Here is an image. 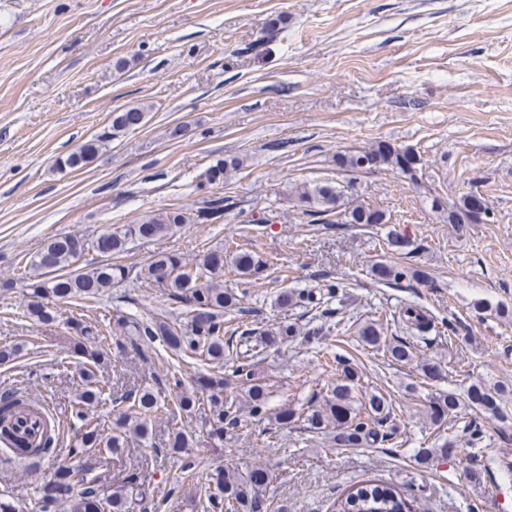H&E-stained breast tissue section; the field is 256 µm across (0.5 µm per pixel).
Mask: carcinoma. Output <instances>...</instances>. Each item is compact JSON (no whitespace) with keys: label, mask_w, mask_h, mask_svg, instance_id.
Returning <instances> with one entry per match:
<instances>
[{"label":"carcinoma","mask_w":512,"mask_h":512,"mask_svg":"<svg viewBox=\"0 0 512 512\" xmlns=\"http://www.w3.org/2000/svg\"><path fill=\"white\" fill-rule=\"evenodd\" d=\"M147 107L133 105L112 116L109 131L78 143L66 157L56 160L60 169L76 170L92 163L112 138L145 123ZM368 158L378 165H386L417 181V158L413 151L390 145H379L375 149L343 157L342 165L355 169L361 159ZM238 161L222 159L205 171L209 184L224 182L228 173L237 169ZM298 201L305 214L337 212L345 206L344 194L330 183L303 185L296 190ZM472 201L464 196L455 209L448 212V223L463 224L464 216L471 213ZM224 215V197L214 196L203 202L196 210L171 208L162 211H147L135 224L113 227L98 237L105 245L104 259L93 267H79L77 262L85 250L86 240L81 236L65 235L45 242L30 257L25 295L29 298L26 314L43 324L57 320L56 306L74 299L99 298L111 294L114 285L130 274L127 266L113 262L117 255L127 251L133 240H150L164 236L183 224H205ZM348 224H386L389 221L384 211L369 206H356L344 211ZM236 276L248 293V287L256 283L259 271L265 266L250 252H237L231 260ZM374 271L388 283L398 284L406 279H418L421 272L411 267L378 262ZM136 278L160 288L171 304L188 315L185 324H176L167 318L142 316L139 312L117 308L112 313L114 329L104 325L100 328L85 324L83 318L72 317L67 321L70 328L81 336L75 350L82 354L83 369L89 380V388L72 407L70 420L80 422V433L69 455L76 458L72 463L63 462L55 471L53 487L39 485L42 512H147L146 494L138 475L130 474L126 480L111 487L98 472L99 449L106 448L119 455L128 447L131 438L145 441L152 431L153 422L167 412L163 391L151 387L128 390L111 398L114 407L124 406V411L113 424L112 433L107 434L91 417L92 409L105 401V386L96 379L95 369L107 363V347L119 354H133L148 358L147 351L155 340L160 339L175 354L185 357L200 356L218 367L196 377L191 387L184 388L180 380L174 381L175 406L198 418V430L175 429L170 434L165 450L179 456L182 461L184 480L194 487L208 492L209 504L218 512H256L264 504L268 485L266 470L255 467L244 475H237L217 467L199 469V465L188 449L197 445L202 434L210 442H222L244 429L235 399L224 395V310L238 301V294L224 288V251L205 250L189 259L182 254L158 253L142 265ZM335 292L314 297L307 293L306 301L316 316L328 319L335 314L330 303ZM401 320L407 331L422 334L431 325V319L412 307L402 312ZM388 319L378 318L359 328L362 341L373 348L386 349L396 361L411 359L410 347L383 340ZM234 332L246 346L244 360L230 365L229 376L245 386L249 414L262 420L269 415L271 393L254 383V364L251 361L255 348L277 345L289 328L274 330L237 326ZM319 358L325 370L337 373L330 383L322 404L310 401L304 407L285 404L274 413L275 423L286 427L295 420L307 423L308 428L320 430L329 426L339 429L337 439L341 446H360L364 443H384L396 434L393 427L385 428L391 418V404L387 398L375 392L356 396L359 374L344 356L324 349ZM474 400L478 408L506 420L509 417L506 391L498 385L474 389ZM456 406V398L448 393L433 403L429 418L442 420ZM26 409L24 397L15 390L0 396V450L13 459L27 461L31 458H56L61 444L53 418L44 419L43 429L37 442H27L17 434V414ZM331 512H415L414 500L393 483L368 479L352 486L330 505Z\"/></svg>","instance_id":"obj_1"}]
</instances>
